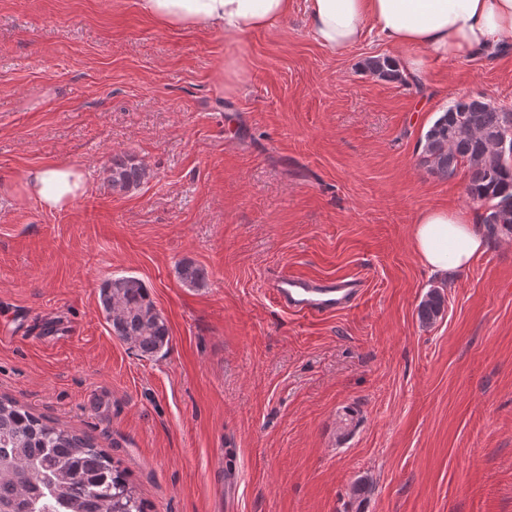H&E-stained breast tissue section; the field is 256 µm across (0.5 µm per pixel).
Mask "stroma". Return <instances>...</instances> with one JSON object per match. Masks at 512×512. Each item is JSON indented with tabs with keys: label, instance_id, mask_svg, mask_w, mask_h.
Segmentation results:
<instances>
[{
	"label": "stroma",
	"instance_id": "35a3bbf8",
	"mask_svg": "<svg viewBox=\"0 0 512 512\" xmlns=\"http://www.w3.org/2000/svg\"><path fill=\"white\" fill-rule=\"evenodd\" d=\"M392 53L372 34L331 53L300 9L229 43L137 0H0V395L93 437L149 512H512V231L448 277L412 243L422 210L483 213L422 145L457 99L512 111V46L367 69ZM116 156L148 181L113 192ZM49 161L87 173L62 211L15 180ZM283 274L364 293L303 316L267 288ZM115 275L148 286L165 356L112 335ZM444 296L438 289H431L418 306V318L422 324L429 325L442 318Z\"/></svg>",
	"mask_w": 512,
	"mask_h": 512
}]
</instances>
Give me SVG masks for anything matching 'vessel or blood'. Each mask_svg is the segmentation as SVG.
Instances as JSON below:
<instances>
[{
  "label": "vessel or blood",
  "mask_w": 512,
  "mask_h": 512,
  "mask_svg": "<svg viewBox=\"0 0 512 512\" xmlns=\"http://www.w3.org/2000/svg\"><path fill=\"white\" fill-rule=\"evenodd\" d=\"M278 304L289 311L320 316L351 308L362 292L355 278L312 280L282 276L272 285Z\"/></svg>",
  "instance_id": "1"
}]
</instances>
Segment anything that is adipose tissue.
I'll list each match as a JSON object with an SVG mask.
<instances>
[{"instance_id":"obj_1","label":"adipose tissue","mask_w":512,"mask_h":512,"mask_svg":"<svg viewBox=\"0 0 512 512\" xmlns=\"http://www.w3.org/2000/svg\"><path fill=\"white\" fill-rule=\"evenodd\" d=\"M140 11L165 28H208L232 41L273 28L294 0H138ZM309 33L321 47L342 53L367 32L396 51L402 72L422 76L428 59L493 55L512 41V0H305ZM25 193L48 209L71 207L82 196V166L49 163L19 173ZM414 249L438 272H460L484 253L478 216L464 209L429 208L419 213Z\"/></svg>"}]
</instances>
